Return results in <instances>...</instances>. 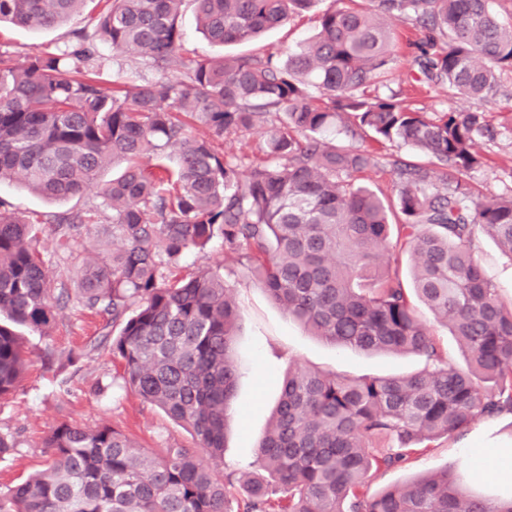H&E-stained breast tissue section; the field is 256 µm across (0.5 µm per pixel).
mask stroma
Segmentation results:
<instances>
[{"instance_id": "obj_1", "label": "stroma", "mask_w": 512, "mask_h": 512, "mask_svg": "<svg viewBox=\"0 0 512 512\" xmlns=\"http://www.w3.org/2000/svg\"><path fill=\"white\" fill-rule=\"evenodd\" d=\"M331 3L332 0H321L320 7ZM320 7L294 15L287 23L267 31L259 41L233 46V53L286 54L316 31ZM98 10V0H87L84 8L63 25L48 30L2 24L0 52H9L22 61L35 51H67L73 32L94 34ZM394 33L395 61L383 85L376 87V94L398 92L410 107L430 117L439 112L483 109L490 132L478 141L482 164L470 170L465 179L476 199L511 196L512 70L501 73L496 100L481 105L474 99L449 94L445 87L417 82L412 43L421 38L422 31L412 22L403 21L395 23ZM99 53L104 79L118 74L128 83L137 84L153 76L152 70L134 53L117 52L104 43L100 44ZM352 144L368 149L378 160L377 165L359 174V182L391 198L396 195L394 161L421 159L415 149L398 142H378L366 136L353 139ZM0 201L19 215L36 218L32 233L49 270L51 285L66 289L69 294L57 308L51 336L29 335L27 374L16 394L0 401V434L13 436L17 442L15 452L0 459V488L42 466L46 458L42 440L61 421H73L87 428L108 424L146 448L191 445V436L185 429L160 410L144 405L123 387L118 366L109 352L98 345L97 321L76 298L81 268L87 260L111 253L112 237L104 233L101 225L80 224L70 231L69 248L61 249L56 244L54 229L59 216L96 207L99 197L88 192L65 201L51 200L31 192L21 182L5 181L0 183ZM475 254L502 294L511 295L512 257L485 237L477 240ZM203 266L223 272L225 280L234 287L240 309L236 356L241 377L228 421L225 468L245 467L255 461V441L267 427L290 361L354 376L405 373L422 366L421 359L413 355H367L308 335L257 286L246 266L235 256L225 254L221 239H214L204 251L187 253L174 273L188 277ZM479 438L512 448V416L478 421L457 442L439 440L430 451L413 455L402 466L380 473L370 488L378 491L445 467L465 472L468 449Z\"/></svg>"}]
</instances>
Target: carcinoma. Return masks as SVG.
I'll list each match as a JSON object with an SVG mask.
<instances>
[{
	"instance_id": "obj_1",
	"label": "carcinoma",
	"mask_w": 512,
	"mask_h": 512,
	"mask_svg": "<svg viewBox=\"0 0 512 512\" xmlns=\"http://www.w3.org/2000/svg\"><path fill=\"white\" fill-rule=\"evenodd\" d=\"M86 0H0V22L52 29ZM100 40L133 50L156 77L107 85L97 47L78 35L59 55L0 53V182L65 200L96 191L119 248L81 273V302L103 318V343L142 403L191 431L189 447L143 448L110 425L67 421L44 440L45 467L0 490V512H512L444 468L372 492L439 439L512 414V299L474 255L480 235L512 257V196L475 201L463 176L481 165L475 112L430 119L398 93L367 95L394 61L388 20H414L423 80L470 98L498 95L512 69V22L490 0H366L336 4L286 56H182L183 0H110ZM198 29L246 42L319 0H193ZM199 125L205 133L193 132ZM342 127L429 157L396 166L391 200L355 176L366 149L321 138ZM257 131L265 158L244 166L217 140ZM116 160L122 173L100 187ZM457 177L448 178L447 169ZM398 211L401 219L392 223ZM249 269L288 317L337 347L413 354L402 376L286 372L257 445L258 471L217 476L240 371V312L224 276H172L213 239ZM407 255L403 275L399 255ZM423 305L459 344L457 365L419 319ZM31 223L0 209V398L20 386L25 327L56 320ZM115 335H110V332ZM210 463H205L203 457Z\"/></svg>"
}]
</instances>
